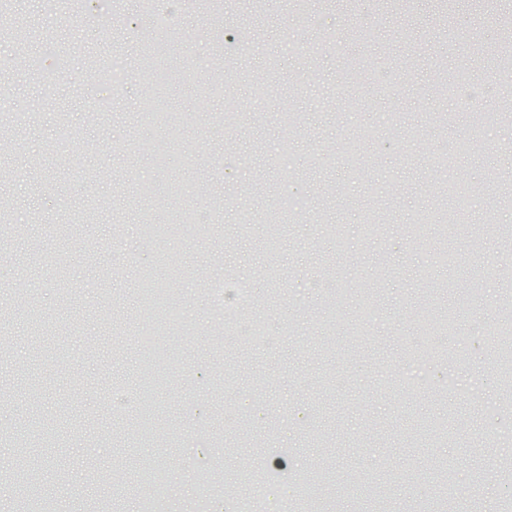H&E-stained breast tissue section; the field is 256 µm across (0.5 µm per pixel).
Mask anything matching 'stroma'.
<instances>
[{"label": "stroma", "mask_w": 512, "mask_h": 512, "mask_svg": "<svg viewBox=\"0 0 512 512\" xmlns=\"http://www.w3.org/2000/svg\"><path fill=\"white\" fill-rule=\"evenodd\" d=\"M140 4L13 0L0 16L34 24L25 41L0 39L13 86L0 103V512H17L22 437L37 463L66 460L64 479L45 475L58 512H141L147 461L170 479L166 512H205L202 471L223 472L211 496L238 512L275 458L306 512L329 497L336 512H420L445 467V512H497L512 486V390L483 326L512 321V158L500 154L512 98L481 100L501 119L473 127L456 77L495 86L512 70V52L485 50L512 42V0H179L167 25ZM157 43L182 76L165 91L183 119L162 167L148 158L162 134L141 118V57ZM47 47L44 69L68 62L54 77L24 63ZM458 139L476 152L451 154ZM178 183L208 210L210 234L177 224L143 239V224L177 223ZM448 185L480 200L449 248ZM285 194L303 209H280ZM369 206L384 227L375 240ZM161 267L196 330L155 346L147 430L138 405H112L140 393L139 271ZM230 278L253 282L244 320L276 346L245 343L212 305L211 283ZM437 309L458 317L447 347L459 357L419 369L418 319ZM67 402L75 427L61 434L51 415ZM431 419L447 421V440L421 429Z\"/></svg>", "instance_id": "obj_1"}]
</instances>
